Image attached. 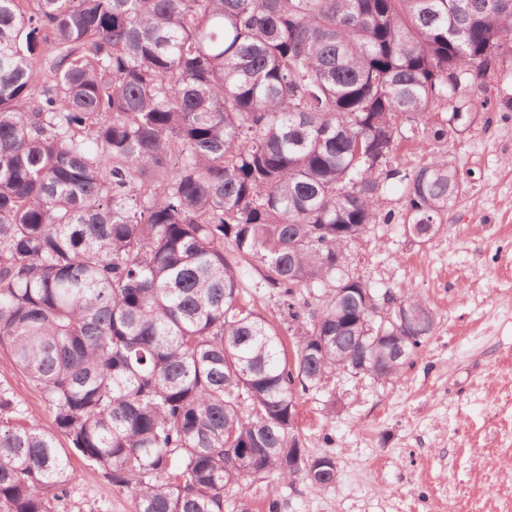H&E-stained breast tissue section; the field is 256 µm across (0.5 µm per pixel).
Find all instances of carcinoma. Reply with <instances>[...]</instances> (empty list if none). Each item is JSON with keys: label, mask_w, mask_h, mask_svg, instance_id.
Listing matches in <instances>:
<instances>
[{"label": "carcinoma", "mask_w": 512, "mask_h": 512, "mask_svg": "<svg viewBox=\"0 0 512 512\" xmlns=\"http://www.w3.org/2000/svg\"><path fill=\"white\" fill-rule=\"evenodd\" d=\"M509 57L512 0H0V345L54 417L24 422L0 388V512H68L72 454L135 512H224L299 453L334 484L299 400L363 355L396 374L434 331L402 296L391 356L345 252L390 221L393 179L402 223L438 233L465 192L459 89ZM421 134L408 168L397 146ZM240 271L243 283L247 287H250L247 291L254 295V300L258 305L259 310L264 316L279 327L281 334H283L285 339L287 338L288 344V335L291 334V332L286 331L288 325L284 324L282 321L277 292L271 288H265L264 285H261V276L253 265L243 262L241 264Z\"/></svg>", "instance_id": "carcinoma-1"}]
</instances>
